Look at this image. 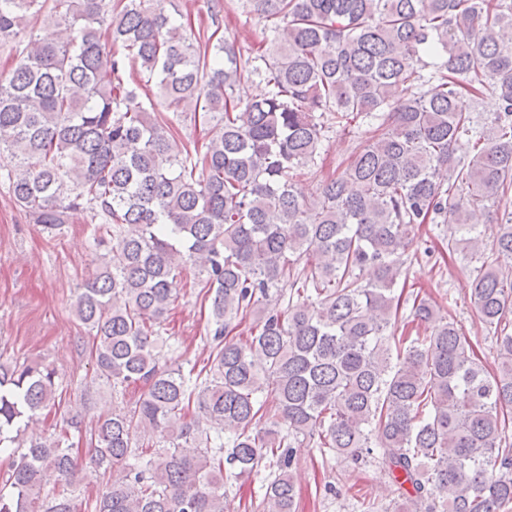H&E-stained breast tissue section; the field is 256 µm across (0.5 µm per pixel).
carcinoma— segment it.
I'll return each mask as SVG.
<instances>
[{
    "instance_id": "obj_1",
    "label": "carcinoma",
    "mask_w": 512,
    "mask_h": 512,
    "mask_svg": "<svg viewBox=\"0 0 512 512\" xmlns=\"http://www.w3.org/2000/svg\"><path fill=\"white\" fill-rule=\"evenodd\" d=\"M246 4L271 32L253 57L188 35L173 0H0L13 55L0 171L46 230L84 208L100 219L106 253L73 309L98 375L139 389L90 431L73 417L31 437L0 512H75L72 431L107 477L95 512H227L224 484L262 468L257 512H295L301 436L327 463L378 461L396 512H512V0ZM253 76L261 99L243 94ZM487 96L498 111H479ZM189 106L215 132L176 153ZM332 126L360 131L350 162L301 200L292 181ZM490 214L489 241L477 223ZM421 224L448 225V254L482 260L468 287L495 367L406 289ZM188 265L210 301L211 352L160 369L158 326ZM407 305L430 333H397ZM55 378L0 362V453L55 404ZM46 468L61 489L43 499Z\"/></svg>"
}]
</instances>
